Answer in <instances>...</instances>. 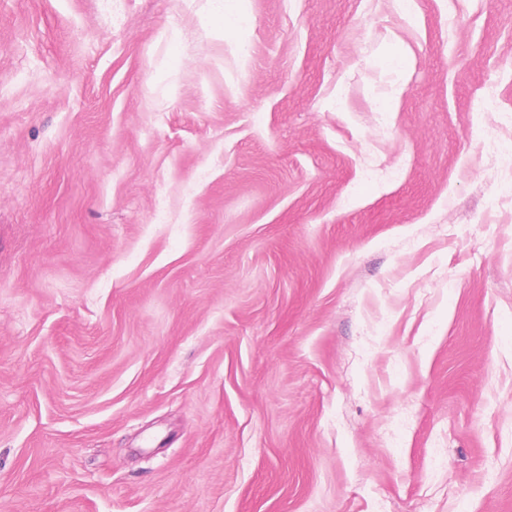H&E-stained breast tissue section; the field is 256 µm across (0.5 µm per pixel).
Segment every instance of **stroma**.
<instances>
[{
  "label": "stroma",
  "instance_id": "1",
  "mask_svg": "<svg viewBox=\"0 0 512 512\" xmlns=\"http://www.w3.org/2000/svg\"><path fill=\"white\" fill-rule=\"evenodd\" d=\"M414 3L248 0L243 69L0 0V512H512V0Z\"/></svg>",
  "mask_w": 512,
  "mask_h": 512
}]
</instances>
